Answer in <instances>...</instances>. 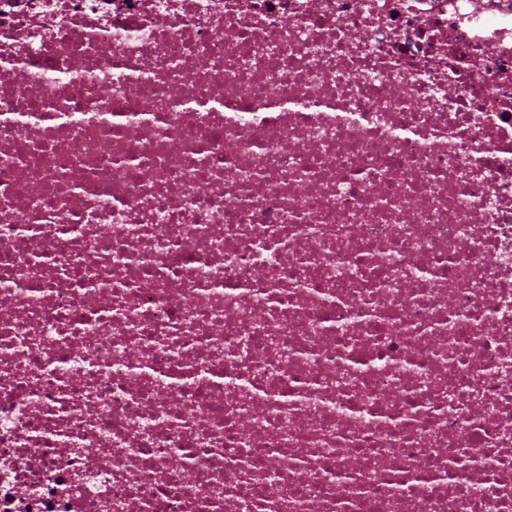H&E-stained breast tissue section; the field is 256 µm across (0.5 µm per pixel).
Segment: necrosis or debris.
<instances>
[{
	"instance_id": "4bbe7bcc",
	"label": "necrosis or debris",
	"mask_w": 512,
	"mask_h": 512,
	"mask_svg": "<svg viewBox=\"0 0 512 512\" xmlns=\"http://www.w3.org/2000/svg\"><path fill=\"white\" fill-rule=\"evenodd\" d=\"M0 512H512V0H0Z\"/></svg>"
}]
</instances>
